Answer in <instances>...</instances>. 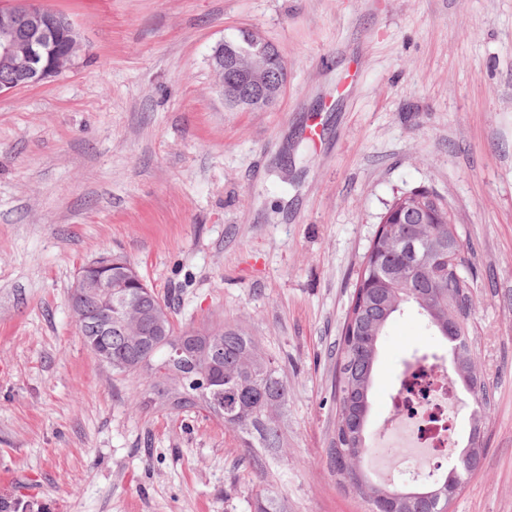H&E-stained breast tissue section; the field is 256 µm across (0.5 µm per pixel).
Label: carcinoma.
Wrapping results in <instances>:
<instances>
[{"label": "carcinoma", "instance_id": "obj_1", "mask_svg": "<svg viewBox=\"0 0 512 512\" xmlns=\"http://www.w3.org/2000/svg\"><path fill=\"white\" fill-rule=\"evenodd\" d=\"M415 206L428 210L440 219L448 217L447 203L435 192L416 190L399 195L387 205L386 213ZM418 236L415 224L393 222L378 231L375 256L364 261L357 289L344 321L336 353L335 390L336 422L327 456L329 464L345 483L352 484L363 471L361 461L370 454L367 421L362 402H370V391L376 361L377 346L388 322L402 309L416 308L429 325L448 339V317L457 312V302L463 293L460 283L448 272L435 273L425 256L416 264L398 247L389 250V240L397 235ZM224 367L222 392L208 393L209 412L224 405V414L233 415L225 422L245 448H282L284 437L280 427L266 421L265 413L273 406L280 407L288 400V385L273 361L257 346L248 331L239 325H223ZM152 337L141 348L128 346L122 337H112V370L122 374L143 375L141 363L152 351ZM448 368L472 370L474 360L469 350L457 353L449 350ZM463 479L466 471L457 460L448 471L428 474L417 488L445 487L448 473ZM407 491L405 482L387 484L367 481L356 490L375 510L382 506L390 512H440V504L429 500H404L396 496ZM253 512H287L284 503L260 491L255 495Z\"/></svg>", "mask_w": 512, "mask_h": 512}]
</instances>
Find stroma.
<instances>
[{"instance_id":"1","label":"stroma","mask_w":512,"mask_h":512,"mask_svg":"<svg viewBox=\"0 0 512 512\" xmlns=\"http://www.w3.org/2000/svg\"><path fill=\"white\" fill-rule=\"evenodd\" d=\"M82 50L0 97V512H368L328 464L357 274L392 199L440 193L469 262L466 340L491 405L449 512H512V0H32ZM279 50L275 107H225L209 57L238 29ZM318 134H311L312 125ZM137 265L177 326L246 328L288 383L286 446L144 404L84 345L77 267ZM378 345L370 440L414 350Z\"/></svg>"}]
</instances>
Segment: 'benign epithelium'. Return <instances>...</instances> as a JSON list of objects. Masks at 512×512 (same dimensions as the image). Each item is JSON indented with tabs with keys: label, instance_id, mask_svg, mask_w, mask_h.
Listing matches in <instances>:
<instances>
[{
	"label": "benign epithelium",
	"instance_id": "benign-epithelium-1",
	"mask_svg": "<svg viewBox=\"0 0 512 512\" xmlns=\"http://www.w3.org/2000/svg\"><path fill=\"white\" fill-rule=\"evenodd\" d=\"M81 50L76 30L63 15L45 8L31 7L24 0L17 6L0 10V62L15 71L12 82L0 84V96L21 87L44 83L57 77ZM219 90L225 104L235 110L254 104L275 103L285 85L283 71L259 44L258 34L243 43H218L210 56ZM142 282L135 267L111 253H103L76 271L68 308L75 326L93 327L89 345L99 359L112 365V354L105 350L112 333L127 344L140 346L149 328H161L164 313L146 309L129 292ZM194 338L178 336L168 339L162 358L150 364L156 379L170 373L180 362Z\"/></svg>",
	"mask_w": 512,
	"mask_h": 512
}]
</instances>
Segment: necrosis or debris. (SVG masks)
Returning <instances> with one entry per match:
<instances>
[{
  "mask_svg": "<svg viewBox=\"0 0 512 512\" xmlns=\"http://www.w3.org/2000/svg\"><path fill=\"white\" fill-rule=\"evenodd\" d=\"M387 443L399 451L398 470L429 472L447 457L459 416L458 393L445 365L432 359L412 362L390 394Z\"/></svg>",
  "mask_w": 512,
  "mask_h": 512,
  "instance_id": "1",
  "label": "necrosis or debris"
}]
</instances>
